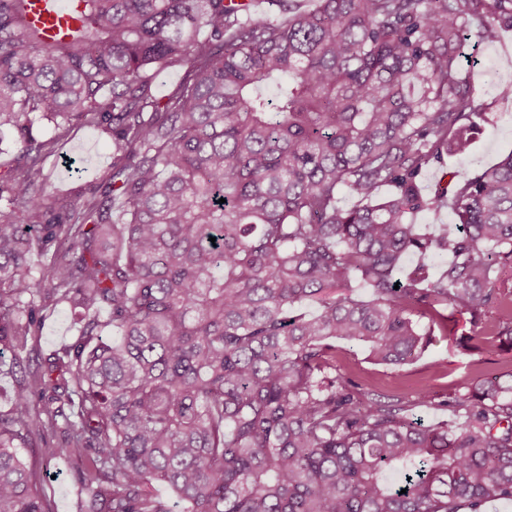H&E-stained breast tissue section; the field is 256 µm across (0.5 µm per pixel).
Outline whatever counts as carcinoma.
Wrapping results in <instances>:
<instances>
[{
    "label": "carcinoma",
    "instance_id": "obj_1",
    "mask_svg": "<svg viewBox=\"0 0 512 512\" xmlns=\"http://www.w3.org/2000/svg\"><path fill=\"white\" fill-rule=\"evenodd\" d=\"M69 2L78 25L51 37L34 0H0V345L24 370L0 414V512H48L21 445L57 433L46 455L80 464L83 512H173L160 487L181 512L512 502V372L425 428L337 372L333 344L401 366L427 344L419 318L476 322L507 295L512 153L429 193L419 178L488 121L462 48L512 30V0ZM170 67L185 77L162 102ZM73 126L112 139L74 200L44 174ZM445 208L433 232L414 222ZM58 305L80 334L28 371Z\"/></svg>",
    "mask_w": 512,
    "mask_h": 512
}]
</instances>
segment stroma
<instances>
[{
	"instance_id": "stroma-1",
	"label": "stroma",
	"mask_w": 512,
	"mask_h": 512,
	"mask_svg": "<svg viewBox=\"0 0 512 512\" xmlns=\"http://www.w3.org/2000/svg\"><path fill=\"white\" fill-rule=\"evenodd\" d=\"M465 52L469 59L490 69L489 74L472 81L474 107L486 113L488 121L475 134L466 157L450 156L444 167L425 170L421 185L426 190L444 173L467 176L512 152V101L502 98L503 90L512 87V30L495 29L484 37L471 38ZM111 151V141L104 134L84 126L73 127L58 154L46 163L48 191L94 188ZM500 322L499 311L493 309L477 327L468 315L450 306L442 309L440 319L431 327L429 343L412 362L397 367L379 364L364 347L339 339L335 342L336 368L372 393L411 403L413 417L423 426L455 422L459 414L453 402L467 394L475 379L512 372V350L491 347L479 337L481 329L498 327ZM77 335L78 328L66 307L46 311L40 336L30 342L22 357L27 364H35L41 356L71 344ZM423 388L431 392L432 403L414 406L415 396ZM55 442L52 435L38 438L22 453L40 477L51 512H76L80 475L73 466L47 462L44 450Z\"/></svg>"
}]
</instances>
